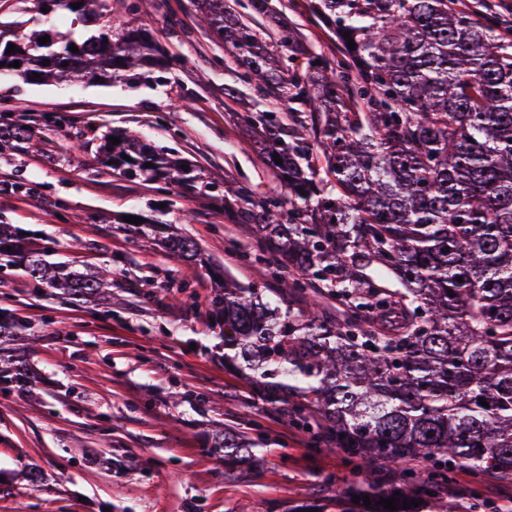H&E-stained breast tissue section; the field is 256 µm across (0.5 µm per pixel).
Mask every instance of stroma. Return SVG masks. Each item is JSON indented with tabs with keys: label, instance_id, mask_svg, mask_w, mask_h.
Returning <instances> with one entry per match:
<instances>
[{
	"label": "stroma",
	"instance_id": "obj_1",
	"mask_svg": "<svg viewBox=\"0 0 512 512\" xmlns=\"http://www.w3.org/2000/svg\"><path fill=\"white\" fill-rule=\"evenodd\" d=\"M281 19L254 16L266 41L280 23L310 50L333 58L335 35L309 0H273ZM125 24L151 25L172 55L147 80L100 76L33 83L0 75V112L30 126L34 143L0 153V222L37 235L45 259L74 271L106 267V298L71 299L0 269V312L23 328L5 356L31 386L0 383V512H336L355 483L343 453L314 445L290 406L263 399L225 367L210 321L212 269L280 299L258 245L248 203L281 190L255 135L237 118L256 92L225 64L222 42L197 25L191 0H106ZM73 15L43 14L36 0H0V36L64 32ZM235 87L238 100L225 98ZM131 129L190 162L202 193L113 173L97 151L101 133ZM131 215L172 224L194 238L204 265L189 273L158 236L123 223ZM252 440L255 464L224 471L218 438ZM41 471L28 484L24 468ZM444 498L469 512L473 497L512 500V481L476 482L457 467Z\"/></svg>",
	"mask_w": 512,
	"mask_h": 512
}]
</instances>
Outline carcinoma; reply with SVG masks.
Wrapping results in <instances>:
<instances>
[{
    "mask_svg": "<svg viewBox=\"0 0 512 512\" xmlns=\"http://www.w3.org/2000/svg\"><path fill=\"white\" fill-rule=\"evenodd\" d=\"M89 2L40 0L75 14L84 30L52 34L45 45L23 33L14 53L0 50V72L41 83L166 63L158 31L127 29ZM192 5L244 68L243 81L272 98L239 113L284 187L255 206L254 234L275 253L276 269L296 273L289 294L302 300L321 287L340 313L323 316L311 304L284 311L226 275L211 310L224 363L266 400L291 404L297 423L357 471L364 463L401 469L383 495L400 493L397 512L417 491L433 493V512H448L439 489L458 465L512 480V44L495 22L451 0H310L349 59L337 64L300 49L286 30L262 40L226 0ZM287 50L303 58L300 69L289 70ZM33 138L0 117V151ZM99 149L131 177L201 182L181 158L128 131L103 134ZM165 246L181 261L199 255L193 238L174 231ZM24 251L28 275L69 296L110 288L104 272L48 263L37 244L0 224V262L10 266ZM376 276L402 288H382ZM220 447L229 462L254 455L229 432Z\"/></svg>",
    "mask_w": 512,
    "mask_h": 512,
    "instance_id": "carcinoma-1",
    "label": "carcinoma"
}]
</instances>
